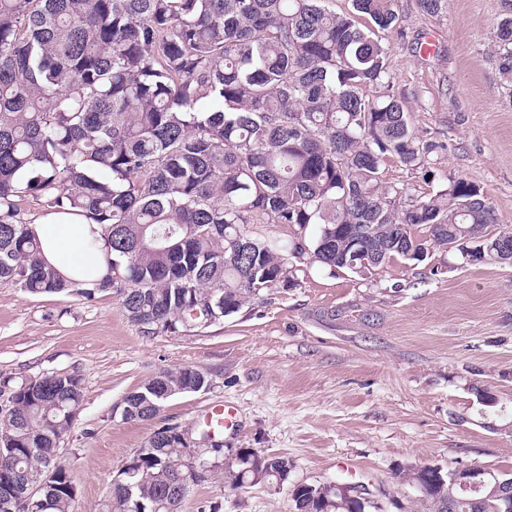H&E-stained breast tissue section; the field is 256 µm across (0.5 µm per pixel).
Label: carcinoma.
Returning <instances> with one entry per match:
<instances>
[{
	"mask_svg": "<svg viewBox=\"0 0 512 512\" xmlns=\"http://www.w3.org/2000/svg\"><path fill=\"white\" fill-rule=\"evenodd\" d=\"M0 0V280L33 294L90 299L113 292L142 329L190 331L221 300L225 315L270 288H294L299 267L351 270L369 230L364 278L420 242L422 262L452 247L468 264L493 259L500 228L483 187L446 175L412 198L382 180L394 158L413 169L445 145L422 142L391 93V0ZM494 53L512 87V10ZM380 86L381 95L366 90ZM33 196L104 228L105 271L86 285L49 266L18 213ZM405 197L407 203L396 204ZM250 224H288L290 244ZM210 386L184 366L163 370L120 404L122 419L155 418L179 394ZM0 391V512H72L69 467L55 448L83 401L82 378L52 373ZM179 426L154 432L117 473L101 512H177L181 490L222 474L242 488L251 456L189 482ZM266 470L292 462L261 455ZM55 477L36 493L47 467ZM430 512H498L489 497L433 473L398 470ZM294 512H372L345 490H290Z\"/></svg>",
	"mask_w": 512,
	"mask_h": 512,
	"instance_id": "1",
	"label": "carcinoma"
}]
</instances>
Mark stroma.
Wrapping results in <instances>:
<instances>
[{
  "instance_id": "35a3bbf8",
  "label": "stroma",
  "mask_w": 512,
  "mask_h": 512,
  "mask_svg": "<svg viewBox=\"0 0 512 512\" xmlns=\"http://www.w3.org/2000/svg\"><path fill=\"white\" fill-rule=\"evenodd\" d=\"M401 34L385 33L388 72L418 136L447 143L426 169L396 160L384 182L414 197L446 174L484 187L512 229V88L493 55L512 0H447L437 15L393 0ZM437 33L433 53L422 46ZM294 288H274L224 321L146 336L116 294L31 295L0 281V378L78 372L84 398L57 455L77 486L74 512H99L112 481L155 430L197 435L216 405L237 409L224 454L241 448L288 457L290 483H343L380 512H425L403 468L512 471V265L463 263L436 250L396 260L369 278L312 264ZM192 366L208 389L177 395L151 420H123L124 396L159 371ZM497 396L480 402V389ZM357 464L355 473L344 466ZM293 512L286 487H194L179 512Z\"/></svg>"
}]
</instances>
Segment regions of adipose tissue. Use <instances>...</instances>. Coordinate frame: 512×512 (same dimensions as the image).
<instances>
[{"mask_svg": "<svg viewBox=\"0 0 512 512\" xmlns=\"http://www.w3.org/2000/svg\"><path fill=\"white\" fill-rule=\"evenodd\" d=\"M45 260L66 277L85 280L102 275L100 225L68 211H50L33 224Z\"/></svg>", "mask_w": 512, "mask_h": 512, "instance_id": "obj_1", "label": "adipose tissue"}]
</instances>
